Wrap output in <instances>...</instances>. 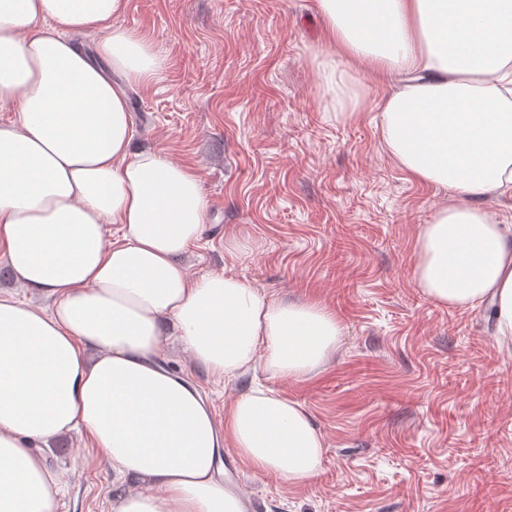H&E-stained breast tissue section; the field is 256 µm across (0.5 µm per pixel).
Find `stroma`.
Here are the masks:
<instances>
[{"label": "stroma", "mask_w": 512, "mask_h": 512, "mask_svg": "<svg viewBox=\"0 0 512 512\" xmlns=\"http://www.w3.org/2000/svg\"><path fill=\"white\" fill-rule=\"evenodd\" d=\"M117 24L146 34L161 64L129 91L137 140L196 173L207 200L190 274L229 271L342 326L296 382L260 371L226 385L178 344L164 355L216 419L259 383L323 435L321 469L297 487L227 459L253 512H512V347L486 305L451 308L415 284L414 241L447 197L392 161L379 113L337 112L317 75L316 0H127ZM46 455L64 484L56 512H112L140 484L81 433Z\"/></svg>", "instance_id": "1"}]
</instances>
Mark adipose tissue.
Here are the masks:
<instances>
[{
	"label": "adipose tissue",
	"instance_id": "obj_1",
	"mask_svg": "<svg viewBox=\"0 0 512 512\" xmlns=\"http://www.w3.org/2000/svg\"><path fill=\"white\" fill-rule=\"evenodd\" d=\"M317 6L331 47L317 68L337 112L363 111L364 78L380 77L389 89L374 108L391 159L454 197L416 238L415 282L458 309L492 301L496 341L512 343V223L482 205L512 193V0ZM125 8L0 0V106L15 114L0 125V255L44 301L0 293V512H55L62 484L44 446L74 431L142 482L112 512H251L224 473L225 450L296 486L322 464L321 432L299 402L261 387L216 421L198 386L163 366V348L178 338L227 381L259 365L302 380L341 327L318 304L230 272L190 275L184 256L207 202L197 174L133 148L128 91L159 60L145 35L116 26ZM84 34L96 35L94 53Z\"/></svg>",
	"mask_w": 512,
	"mask_h": 512
}]
</instances>
